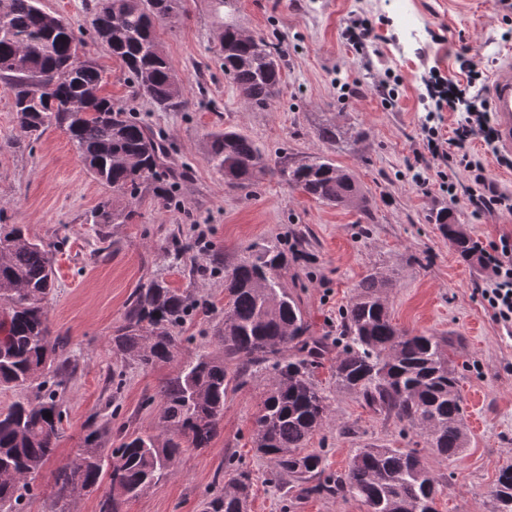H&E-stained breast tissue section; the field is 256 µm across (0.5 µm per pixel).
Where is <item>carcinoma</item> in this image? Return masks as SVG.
I'll use <instances>...</instances> for the list:
<instances>
[{"mask_svg": "<svg viewBox=\"0 0 512 512\" xmlns=\"http://www.w3.org/2000/svg\"><path fill=\"white\" fill-rule=\"evenodd\" d=\"M184 11V0H93L92 38L124 65L135 94L160 112L189 106L186 89L176 84L159 29ZM224 73L239 95L262 108L282 82V50L263 39H249L227 26L221 35ZM0 76L14 88V112L23 136L37 140L54 126L68 134L89 173L112 188V199L93 215L95 224H123L132 211L123 199L142 185L158 184L164 144L122 106L100 95L103 75L79 55L69 25L41 7V0H0ZM206 162L224 174L230 189H246L271 174L303 194L337 207L369 203L352 174L326 156H279L274 163L247 135L231 129L209 134ZM435 223L458 257L469 264L482 254L452 212ZM288 244L255 243L224 268V318L213 326L214 346L185 358L178 372L157 391L159 432L124 434L115 448H104L94 422L76 458L59 468L56 496L107 483L99 512H122L125 501L158 482L186 448H206L224 422L229 394L263 378L253 415V443L281 481H294L302 495L361 499L369 512H435L440 484L424 457L414 450L359 448L347 468L323 476L321 453L307 450L330 407L313 380L323 341L311 335L299 300L285 285ZM392 279L371 273L358 284L340 314L343 345L336 354V387L375 411L394 414L420 430L432 456L448 458L468 444L460 376L448 354L446 336L402 330L392 323L385 290ZM54 271L45 245L19 224L0 225V386L35 388L0 412V512H24L30 480L55 455L64 410L57 394L69 374L68 340L50 341L48 305ZM205 305L152 279L132 293L112 349L144 369L169 363L179 353V329ZM51 413V418L44 414ZM120 471L115 493L111 469ZM511 467L499 470L491 491V512L512 499ZM251 493V478L238 473L208 512H240Z\"/></svg>", "mask_w": 512, "mask_h": 512, "instance_id": "1", "label": "carcinoma"}]
</instances>
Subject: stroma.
Returning a JSON list of instances; mask_svg holds the SVG:
<instances>
[{
	"label": "stroma",
	"instance_id": "35a3bbf8",
	"mask_svg": "<svg viewBox=\"0 0 512 512\" xmlns=\"http://www.w3.org/2000/svg\"><path fill=\"white\" fill-rule=\"evenodd\" d=\"M42 4L85 39L84 53L103 72V95L132 110L165 143L169 200L156 203L144 189L132 220L96 224L91 215L112 190L91 177L62 130L52 127L36 142L0 150V222L26 225L49 246L56 280L48 318L53 335L68 338L73 367L59 389L64 433L31 482L27 512H98L99 492L59 500L52 490L87 419L95 420L107 448L119 433L157 428L151 397L176 363L144 369L112 349L134 288L158 278L209 304V312L181 330L187 356L208 344L224 314L225 266L252 243L280 241L303 252L290 262L285 282L312 334L327 346L315 379L330 397V413L309 442L324 455L327 472L343 470L367 444L427 448L416 430L336 387L339 314L359 281L377 272L394 282L386 299L397 327L456 341L451 357L461 368L469 442L457 455L429 460L442 486L437 512H490L498 471L512 464V327L497 323L485 307L481 289L490 270L461 261L429 216L452 208L471 238L488 249L512 236V214L479 216L465 200L449 202L440 162H420L429 179L425 188L414 183L408 166L422 146L424 77L434 71L462 82L468 70L478 71L477 86L488 101L494 73L512 63V40L505 37L512 28L495 0H185L184 13L160 31L165 53L191 91L184 112L158 111L134 95L121 61L88 40L84 0ZM353 12L373 26L362 55L342 34ZM230 18L255 37L285 39L280 93L268 108L247 104L224 73L218 35ZM464 45L468 69L456 57ZM388 70L403 79L390 103L375 87ZM329 122L345 133L361 131L358 147L345 139L323 141L319 130ZM224 128L246 133L268 155L282 149L295 157L329 156L353 174L369 212L318 202L271 175L244 191L228 189L205 161L207 133ZM178 238L193 243L181 258L173 250ZM262 390L258 379L230 394L223 427L210 445L184 452L169 475L127 501L122 512H205L224 487L228 461L252 479L248 512H368L355 498L306 497L271 482L272 464L252 443Z\"/></svg>",
	"mask_w": 512,
	"mask_h": 512
}]
</instances>
